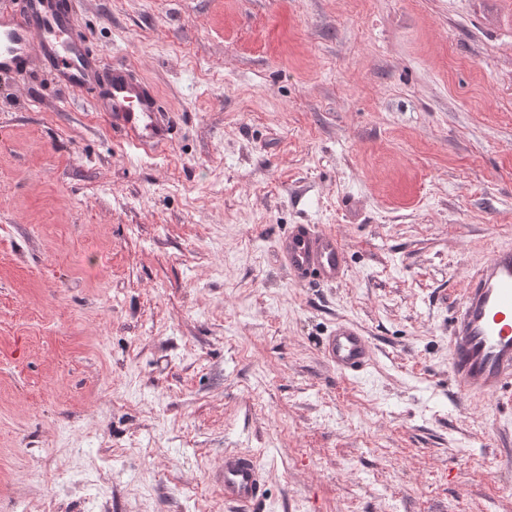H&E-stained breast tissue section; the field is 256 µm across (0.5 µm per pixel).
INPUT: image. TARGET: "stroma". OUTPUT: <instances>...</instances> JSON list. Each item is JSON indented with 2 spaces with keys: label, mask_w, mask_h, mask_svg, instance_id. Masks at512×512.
<instances>
[{
  "label": "stroma",
  "mask_w": 512,
  "mask_h": 512,
  "mask_svg": "<svg viewBox=\"0 0 512 512\" xmlns=\"http://www.w3.org/2000/svg\"><path fill=\"white\" fill-rule=\"evenodd\" d=\"M176 126L130 145L40 60L0 74V512H512V389L449 321L512 244V0H73ZM342 241L338 283L278 257ZM358 324L373 360L321 343ZM279 254L297 283L341 281L347 274L345 249L335 234L313 224H293L281 240ZM324 355L336 371L357 375L370 365L372 350L360 328L349 322H340L326 339ZM224 501L241 507L257 502L263 492V473L249 452L224 453Z\"/></svg>",
  "instance_id": "stroma-1"
}]
</instances>
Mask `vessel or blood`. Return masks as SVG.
<instances>
[{"mask_svg": "<svg viewBox=\"0 0 512 512\" xmlns=\"http://www.w3.org/2000/svg\"><path fill=\"white\" fill-rule=\"evenodd\" d=\"M70 0H17L0 5V73L22 70L40 58L56 81L74 91L96 89L110 126L134 146L151 149L170 142L172 119L162 118L154 89L132 79L124 64H106L70 19ZM279 254L295 282L324 284L347 274L345 249L335 234L312 224L292 225ZM449 369L460 399L494 395L512 384V246H498L470 275L451 317ZM324 355L345 375L363 372L372 350L362 330L337 323ZM224 500L241 507L257 502L263 473L254 456L224 455Z\"/></svg>", "mask_w": 512, "mask_h": 512, "instance_id": "1", "label": "vessel or blood"}]
</instances>
